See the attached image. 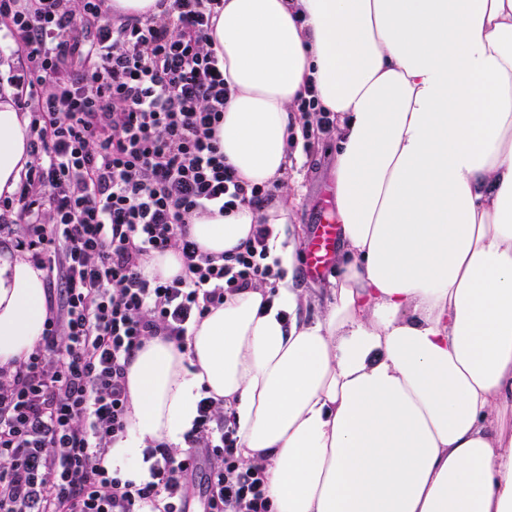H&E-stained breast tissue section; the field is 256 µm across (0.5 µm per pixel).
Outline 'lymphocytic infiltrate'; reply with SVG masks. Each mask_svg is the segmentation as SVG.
Returning <instances> with one entry per match:
<instances>
[{
	"mask_svg": "<svg viewBox=\"0 0 512 512\" xmlns=\"http://www.w3.org/2000/svg\"><path fill=\"white\" fill-rule=\"evenodd\" d=\"M105 0H0L25 66L14 99L29 113L32 161L0 210L44 254L57 312L27 361L0 369V512H182L205 470V512H271L262 468L242 466L236 427L203 397L188 452H143L138 481L102 460L126 433V373L159 336L283 272L255 225L236 252H202L188 226L212 207L255 209L270 185L240 180L215 137L229 89L210 43L224 0H160V14L109 15ZM174 249L183 273L148 279Z\"/></svg>",
	"mask_w": 512,
	"mask_h": 512,
	"instance_id": "1",
	"label": "lymphocytic infiltrate"
}]
</instances>
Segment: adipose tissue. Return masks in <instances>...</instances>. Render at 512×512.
Here are the masks:
<instances>
[{"instance_id":"adipose-tissue-1","label":"adipose tissue","mask_w":512,"mask_h":512,"mask_svg":"<svg viewBox=\"0 0 512 512\" xmlns=\"http://www.w3.org/2000/svg\"><path fill=\"white\" fill-rule=\"evenodd\" d=\"M211 43L230 89L216 136L241 179L284 180L306 88L336 116L332 299L302 312L287 191L195 218L214 255L269 224L287 274L211 309L185 347L135 353L104 467L137 481L150 442L186 449L206 394L272 512H512V0H224ZM31 140L1 94L0 196ZM47 316L43 270L1 264L0 368Z\"/></svg>"}]
</instances>
